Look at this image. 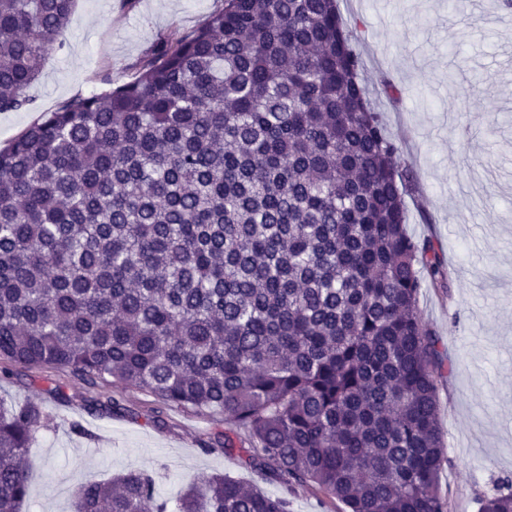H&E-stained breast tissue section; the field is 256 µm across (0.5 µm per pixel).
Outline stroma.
I'll use <instances>...</instances> for the list:
<instances>
[{
  "label": "stroma",
  "instance_id": "stroma-1",
  "mask_svg": "<svg viewBox=\"0 0 512 512\" xmlns=\"http://www.w3.org/2000/svg\"><path fill=\"white\" fill-rule=\"evenodd\" d=\"M498 0L467 15L448 0H338L353 31L369 87L401 164L418 182L405 195L408 230L439 253L443 287L423 289L418 312L444 367L437 379L438 422L447 446L440 485L448 512H477L481 497L512 483V24L496 23ZM224 0H76L63 48L51 52L29 87V106L0 112V147L65 99L134 79L135 65L160 34L203 24ZM479 76L463 102L449 80ZM53 366L14 368L0 397L34 403L51 418L31 445V495L23 512H74L80 483L148 471L176 500L188 482L214 473L283 496L291 512L317 508L312 489L263 481L240 455L202 450L228 425L191 408L160 409L127 388L125 414L101 417L87 397L109 395Z\"/></svg>",
  "mask_w": 512,
  "mask_h": 512
}]
</instances>
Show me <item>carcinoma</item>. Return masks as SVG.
Here are the masks:
<instances>
[{
	"label": "carcinoma",
	"instance_id": "obj_1",
	"mask_svg": "<svg viewBox=\"0 0 512 512\" xmlns=\"http://www.w3.org/2000/svg\"><path fill=\"white\" fill-rule=\"evenodd\" d=\"M74 5L0 0V112L27 108ZM360 68L337 0H224L160 36L134 80L0 148V362L218 412L233 429L204 450L243 448L266 482L343 512H448L441 361L418 313L444 271L408 232L416 176ZM48 422L0 403V512L28 499ZM75 508L169 512L139 470L79 485ZM175 512L288 498L213 474ZM479 512H512V488Z\"/></svg>",
	"mask_w": 512,
	"mask_h": 512
}]
</instances>
